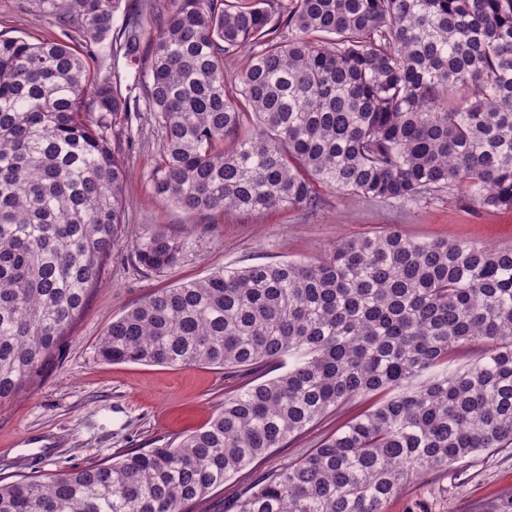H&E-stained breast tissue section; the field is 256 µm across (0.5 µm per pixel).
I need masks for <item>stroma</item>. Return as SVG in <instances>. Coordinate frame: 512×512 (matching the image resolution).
Listing matches in <instances>:
<instances>
[{
	"mask_svg": "<svg viewBox=\"0 0 512 512\" xmlns=\"http://www.w3.org/2000/svg\"><path fill=\"white\" fill-rule=\"evenodd\" d=\"M0 34L51 39L54 20L35 16L29 0H0ZM130 172L126 222L112 243L101 281L44 370L14 398L0 402V479L60 473L133 448H160L209 422L225 397L249 379L208 366L166 367L100 359L97 343L113 319L146 295L198 280L225 267L314 261L344 237L398 225L409 237L444 238L512 248V209L476 208L464 191L446 190L413 202L321 190L315 214L278 210L195 214L155 197L151 176L160 132L142 115L132 132L115 129ZM160 230L185 240L180 263L155 272L139 267L134 240ZM328 414L267 459L235 475L195 503L193 512H236L240 494L282 464L301 459L347 418ZM512 497V448L485 451L407 485L384 512H486Z\"/></svg>",
	"mask_w": 512,
	"mask_h": 512,
	"instance_id": "stroma-1",
	"label": "stroma"
}]
</instances>
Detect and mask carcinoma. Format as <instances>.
I'll return each instance as SVG.
<instances>
[{
  "instance_id": "1",
  "label": "carcinoma",
  "mask_w": 512,
  "mask_h": 512,
  "mask_svg": "<svg viewBox=\"0 0 512 512\" xmlns=\"http://www.w3.org/2000/svg\"><path fill=\"white\" fill-rule=\"evenodd\" d=\"M62 34L0 35V402L59 348L125 224L112 131H162L154 194L191 213L312 212L319 188L512 208V0H30ZM147 70L100 76L101 44ZM243 56L224 85V57ZM97 116H92V113ZM150 271L182 259L133 242ZM476 358L454 363L463 348ZM112 363L271 370L175 445L0 480V512H189L327 414L351 416L238 512H383L406 485L512 448V249L390 224L316 262L225 268L128 308Z\"/></svg>"
}]
</instances>
